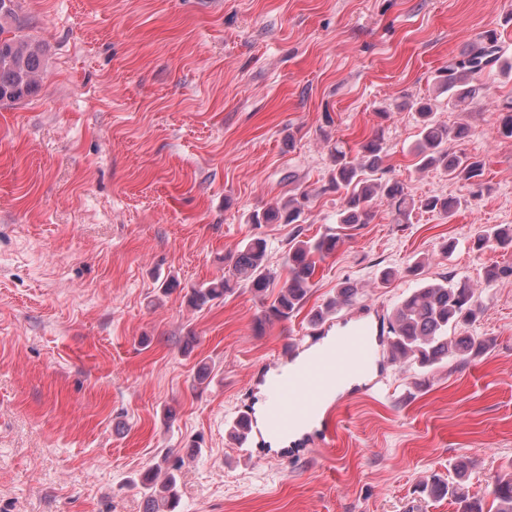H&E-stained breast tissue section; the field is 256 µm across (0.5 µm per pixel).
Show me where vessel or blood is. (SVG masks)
Segmentation results:
<instances>
[{"label":"vessel or blood","instance_id":"b4317fda","mask_svg":"<svg viewBox=\"0 0 512 512\" xmlns=\"http://www.w3.org/2000/svg\"><path fill=\"white\" fill-rule=\"evenodd\" d=\"M298 349L297 343L285 344L259 370L256 379L267 393L264 411L256 413L247 404L235 418L248 441L288 437L303 422L313 423L321 437H334L326 408L330 391L363 374L376 358L373 333L364 325L354 326L325 351L301 359Z\"/></svg>","mask_w":512,"mask_h":512}]
</instances>
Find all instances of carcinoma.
Listing matches in <instances>:
<instances>
[{
    "mask_svg": "<svg viewBox=\"0 0 512 512\" xmlns=\"http://www.w3.org/2000/svg\"><path fill=\"white\" fill-rule=\"evenodd\" d=\"M16 0H0V101L17 100L36 89L40 80L39 48L26 38L11 33L7 20L14 16ZM512 72V61L505 58L495 29L484 31L469 44L468 49L448 60L437 76L439 94L448 95V102L458 107L485 98L481 76L506 75ZM419 116V138L414 155L422 168H441L454 182L474 190L481 184L483 162L450 147L451 142L467 137L470 129L459 125L454 129L435 119L436 100L421 99L414 103ZM384 138L374 134L358 150L359 159L351 157V149L340 140L330 149L331 169L323 193H334L343 201L336 213L338 224H367L372 218L370 203L378 198L389 202L397 223L407 224L416 210L437 213L451 218L462 205V198L434 194L418 199L405 192L402 184L378 176ZM312 194L293 191L273 205L250 215L253 224H296L309 208ZM494 242L503 249L512 248V228L494 227L475 239L473 246L484 248ZM339 243L334 232L315 239L290 241L286 256L287 278L273 302L257 320L256 332L265 325L283 321L304 308L313 285L317 263L333 255ZM276 276L268 261L266 241L254 238L237 250L233 278H222L186 294L193 309H202L210 302L224 297L242 284L260 299L274 286ZM358 291L352 285L338 289L336 295L309 313L310 323L316 325L355 300ZM482 306L477 289L469 280L453 275L424 284L412 290L397 303L388 318V353L391 360L410 361L429 368L456 360L472 362L486 355L494 344L491 336H472L467 327L474 324ZM170 451L160 462L140 474L138 485L146 500V512H177L180 502L177 464H169ZM474 466L468 457L458 458L453 465L454 478L433 474L418 486V494L431 501L445 498L456 505V512H512V464L495 477L490 495L492 502L470 491L466 476Z\"/></svg>",
    "mask_w": 512,
    "mask_h": 512,
    "instance_id": "carcinoma-1",
    "label": "carcinoma"
}]
</instances>
